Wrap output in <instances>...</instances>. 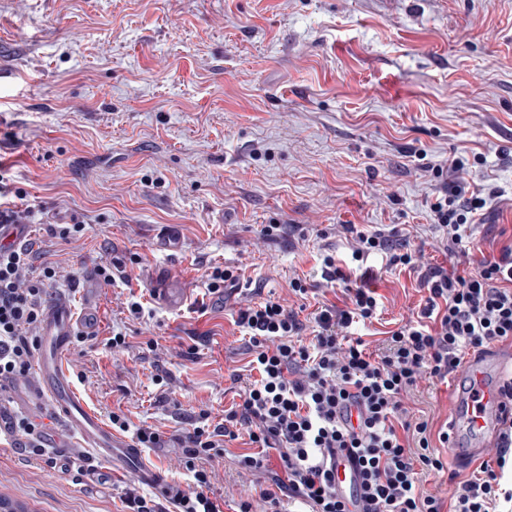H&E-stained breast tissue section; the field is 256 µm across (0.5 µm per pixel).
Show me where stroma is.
Listing matches in <instances>:
<instances>
[{
	"label": "stroma",
	"instance_id": "1",
	"mask_svg": "<svg viewBox=\"0 0 512 512\" xmlns=\"http://www.w3.org/2000/svg\"><path fill=\"white\" fill-rule=\"evenodd\" d=\"M0 163L40 210L37 261L58 272L48 296L76 297L97 264L125 263L128 283L105 288L102 328L67 365L102 417L164 432L144 460L185 487L184 418H222L250 374L239 309L337 302L320 263L350 256L346 224L397 229L417 258L366 262L381 308L351 331L373 353L416 320L427 268L472 271L512 242V0H0ZM456 185L486 200L463 255L429 209ZM76 220L81 237L51 236ZM166 234L172 249H158ZM214 264L239 273L221 295L206 288ZM167 274L187 290L182 312L153 299ZM297 277L306 298L289 290ZM453 392L421 380L412 408L441 426ZM248 450L237 440L215 461L225 512L266 486L238 469ZM134 484L121 469L78 482L0 447V498L21 512H121Z\"/></svg>",
	"mask_w": 512,
	"mask_h": 512
}]
</instances>
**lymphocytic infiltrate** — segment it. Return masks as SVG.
Wrapping results in <instances>:
<instances>
[{
  "mask_svg": "<svg viewBox=\"0 0 512 512\" xmlns=\"http://www.w3.org/2000/svg\"><path fill=\"white\" fill-rule=\"evenodd\" d=\"M484 206L482 197L466 198L454 188L432 204L450 251H465ZM345 230L356 235L352 263L374 252L386 253L394 267L414 263L412 253L388 235L359 233L351 224ZM36 255L30 241L0 250L1 377L31 369L34 331L46 287L56 277L46 266L38 279H29ZM321 278L343 283L345 301L322 305L310 320L272 298L238 311L235 323L247 338L249 367L257 377L223 421L207 410L190 418L180 439L190 484L172 487L168 500L175 512H223L211 495L213 461L243 434L253 451L238 456L242 471H262L268 449L277 450L282 462L261 492L262 512H285L288 502L307 512H500L501 503L512 504V487L502 483L512 469V426L502 432L494 455L455 482L445 501L422 488L421 476L447 469L437 447L447 444L451 431L414 417L406 406L420 380H445L466 355L512 340V244L464 275L430 268L423 277L428 296L416 320L392 331L377 355L349 334L353 324L377 318L375 291L353 283L341 259L330 254L322 259ZM48 428L43 420L15 414L11 445L55 467L56 458L39 443ZM341 452L361 475L358 494L349 498L336 490Z\"/></svg>",
  "mask_w": 512,
  "mask_h": 512,
  "instance_id": "lymphocytic-infiltrate-1",
  "label": "lymphocytic infiltrate"
}]
</instances>
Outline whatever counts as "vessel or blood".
<instances>
[{
    "mask_svg": "<svg viewBox=\"0 0 512 512\" xmlns=\"http://www.w3.org/2000/svg\"><path fill=\"white\" fill-rule=\"evenodd\" d=\"M102 294V283L87 278L80 291V306H73L63 296L49 301L40 317L32 375L0 378V395H8L13 407L24 414L38 417L50 411L61 419L64 435L47 433L41 438L44 447L53 449L57 457H68L76 448L87 449L106 467L131 470L137 482L162 494L167 486L159 473L143 461L141 450L129 437L115 432L88 406L64 363L77 337L98 335ZM153 298L171 312L180 311L187 301L185 288L175 278L154 289ZM508 368L512 369V344L495 345L475 354L458 374L449 414L453 448L459 456L477 458L495 446L500 433L512 425V399L503 396L500 387L501 375ZM359 483L354 467L340 461L336 468L338 493L347 494Z\"/></svg>",
    "mask_w": 512,
    "mask_h": 512,
    "instance_id": "vessel-or-blood-1",
    "label": "vessel or blood"
}]
</instances>
